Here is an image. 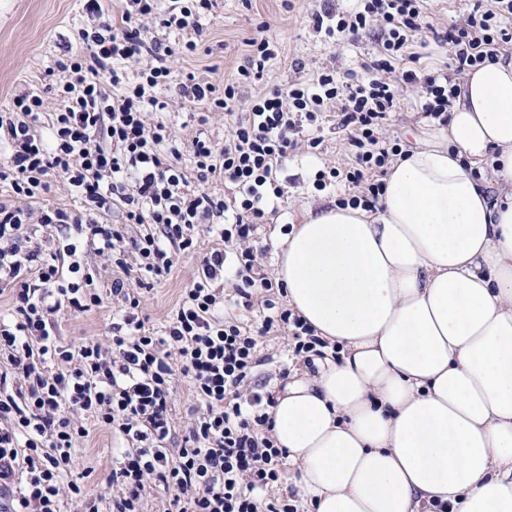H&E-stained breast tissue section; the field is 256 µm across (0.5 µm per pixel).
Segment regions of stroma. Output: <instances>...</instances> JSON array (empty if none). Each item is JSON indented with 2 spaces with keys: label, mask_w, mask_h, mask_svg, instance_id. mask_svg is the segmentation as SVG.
<instances>
[{
  "label": "stroma",
  "mask_w": 512,
  "mask_h": 512,
  "mask_svg": "<svg viewBox=\"0 0 512 512\" xmlns=\"http://www.w3.org/2000/svg\"><path fill=\"white\" fill-rule=\"evenodd\" d=\"M284 0H214L211 12L203 21L197 54L180 58L179 71L194 73L197 80L216 85L234 80L239 66L249 55L247 43L258 35V25L270 22L269 34L281 44L279 57L268 66L263 79L238 86L241 102L267 93L276 86L293 82H307L322 69L343 73L361 71L371 61L377 45L370 35L340 45L331 43L318 33L311 21L312 12L331 8L342 13L352 9L355 0H291V8H284ZM81 0H0V113L7 111L15 95L34 91L44 98L42 124H50L58 107L49 86V74L56 60L77 47L76 33L81 26ZM165 96L173 106L172 121L182 141L188 142L204 133L215 144H223L227 127L223 113L212 114L206 125H199L190 111L182 109L177 88H169ZM322 145L312 149H297L283 165L282 175L288 180V198L276 214L260 227L256 246L259 261L267 275H274L276 242L284 225L301 223L308 210L335 206L344 185L316 190L314 175L324 163L342 164L349 161L353 148L338 127L335 110H328L316 132ZM214 245L206 233H199L195 248L176 255L171 274L155 284L146 293L143 314L151 326L158 327L176 306L184 288H187L205 255ZM83 260L95 272L94 286L104 294L112 281V267L94 249H87ZM112 301L106 298L102 306L74 316L62 314L59 318V336L63 343L85 339L100 342L110 335ZM263 362L250 380L254 386L280 387L281 371L307 372L303 360L293 359L291 338L287 334L260 338ZM123 441L118 434L97 428L92 430L81 454L85 465L94 473L87 481L90 491H98L108 474L112 458Z\"/></svg>",
  "instance_id": "1"
}]
</instances>
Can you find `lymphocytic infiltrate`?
<instances>
[{
  "label": "lymphocytic infiltrate",
  "instance_id": "lymphocytic-infiltrate-1",
  "mask_svg": "<svg viewBox=\"0 0 512 512\" xmlns=\"http://www.w3.org/2000/svg\"><path fill=\"white\" fill-rule=\"evenodd\" d=\"M212 6V0H124L117 25L104 19L101 0H83L82 48L56 62L66 79L55 88L50 142L37 133L41 95L16 96L0 114L8 148L0 183L28 201L0 202V283L12 286L10 316L0 318V512H61L65 499L76 512H101L104 503L110 512H142L151 487L168 492L164 512H297L271 494L287 457L271 435L274 394L244 389L262 362L259 337L291 331L302 357L321 344L300 315L269 299L274 283L253 245L287 193L283 163L298 135L318 127L335 106L354 160L318 170L314 187L344 183L348 194L339 206L375 210L387 166L402 153L399 139L382 132L400 90L414 89L422 112L442 117L468 67L512 48V0L488 7L476 0L464 23L428 41L423 0H360L346 14L315 12V29L331 38L379 33L364 75L329 70L308 84L274 88L249 102L223 146L202 135L184 145L164 117L171 104L162 89L177 86L190 108L202 104L232 115L241 106L235 83L219 88L176 74L174 60L196 53V40L172 46L163 39L174 30L201 32ZM431 42L448 48L445 66L433 71L418 65L419 48ZM186 153L200 189H190L180 166ZM53 175L79 207L32 208ZM216 177L233 185L231 198L206 190ZM103 215L117 216L118 225L100 223ZM124 224L144 230L128 239ZM40 227L60 232L63 242L44 251L35 237ZM202 229L219 237L221 247L206 253L161 329H147L140 291L167 278L174 253L192 248ZM86 241L97 243L117 270L108 296L93 291L94 276L79 261ZM134 270L139 278H131ZM229 271L237 284L227 300L246 312L265 309L258 329L219 317L226 299L215 283ZM107 297L117 314L109 344L62 343L59 314L88 312ZM178 375L191 386L195 418L173 452L167 440ZM89 418L125 441L106 477L107 502L86 488L92 470L80 449Z\"/></svg>",
  "mask_w": 512,
  "mask_h": 512
}]
</instances>
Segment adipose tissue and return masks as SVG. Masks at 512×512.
<instances>
[{"instance_id":"ef3b65f1","label":"adipose tissue","mask_w":512,"mask_h":512,"mask_svg":"<svg viewBox=\"0 0 512 512\" xmlns=\"http://www.w3.org/2000/svg\"><path fill=\"white\" fill-rule=\"evenodd\" d=\"M389 164L376 211L307 213L288 303L333 346L270 410L308 512H512V54Z\"/></svg>"}]
</instances>
